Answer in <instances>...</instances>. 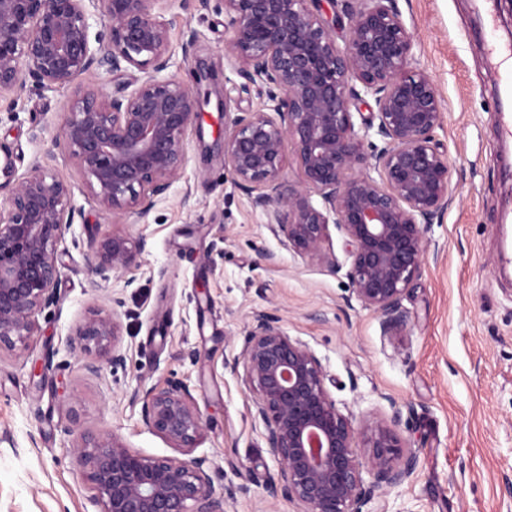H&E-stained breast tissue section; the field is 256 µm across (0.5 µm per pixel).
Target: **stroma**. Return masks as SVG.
Listing matches in <instances>:
<instances>
[{"label": "stroma", "instance_id": "35a3bbf8", "mask_svg": "<svg viewBox=\"0 0 512 512\" xmlns=\"http://www.w3.org/2000/svg\"><path fill=\"white\" fill-rule=\"evenodd\" d=\"M397 5L414 35L415 64L441 95L435 138L448 151L453 201L428 232L422 273L403 300L407 324L387 336L378 315L354 301L345 274L274 237L225 168L215 94L244 108L258 99L239 91L224 61V15L177 5L166 14L172 72L198 92L200 117L186 134L184 175L146 217L114 225L88 193L59 140L69 91L27 84L0 101V200L39 161L71 184L76 208L58 248V303L39 314L41 332L24 357H0V434L12 437L0 442V512H90L72 453L81 431L172 455L133 397L171 379L189 386L207 424L198 452L213 461L215 482L251 488L232 512H298L269 497L278 464L241 374L224 367L258 311L315 351L338 408L355 421L401 408L397 431L417 465L369 512H512V284L497 261L512 225V182L501 177L512 143L496 127L504 82L486 46H512V0ZM191 30L198 41L186 57L181 43ZM114 231L147 242L129 287L124 274L100 280L93 272L90 240ZM263 253L273 263L260 261ZM98 306L114 308L127 359L93 376L70 345Z\"/></svg>", "mask_w": 512, "mask_h": 512}]
</instances>
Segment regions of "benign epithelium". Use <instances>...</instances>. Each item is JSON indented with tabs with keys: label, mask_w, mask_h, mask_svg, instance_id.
<instances>
[{
	"label": "benign epithelium",
	"mask_w": 512,
	"mask_h": 512,
	"mask_svg": "<svg viewBox=\"0 0 512 512\" xmlns=\"http://www.w3.org/2000/svg\"><path fill=\"white\" fill-rule=\"evenodd\" d=\"M174 0H0V99L23 79L42 91L73 88L61 139L90 195L115 223L146 216L188 163L185 135L200 101L171 67L165 13ZM229 18L224 61L256 91L260 104L241 109L226 96L224 166L266 217L269 230L294 251L341 270L324 245L334 225L348 245L354 292L380 317L383 333L402 328V299L422 271L427 233L452 201L447 151L435 139L442 103L432 76L412 66L414 35L397 0H198ZM347 24L345 47L336 26ZM98 30H93V26ZM135 70L133 89L112 96L74 82L99 69ZM376 111L363 126L352 108L363 97ZM382 146L370 140V131ZM302 176L285 181L286 144ZM320 202L313 203L312 196ZM75 217L71 184L43 164L20 177L0 209V353L21 358L39 335L38 314L58 303V245ZM145 242L114 232L95 247V271L139 266ZM79 360L97 375L126 361L114 314L95 308L75 328ZM243 369L252 415L279 470L268 489L300 512H366L399 487L417 458L389 417L356 426L325 386V369L310 346L279 318L257 312L241 352L224 360ZM142 420L178 452L151 456L110 433H82L73 445L97 512H229L248 483L215 485L211 462L193 452L204 422L180 380L142 397ZM371 453L361 460L363 430Z\"/></svg>",
	"instance_id": "benign-epithelium-1"
}]
</instances>
